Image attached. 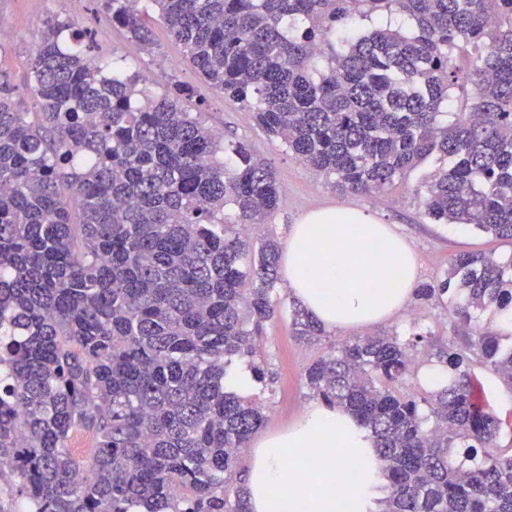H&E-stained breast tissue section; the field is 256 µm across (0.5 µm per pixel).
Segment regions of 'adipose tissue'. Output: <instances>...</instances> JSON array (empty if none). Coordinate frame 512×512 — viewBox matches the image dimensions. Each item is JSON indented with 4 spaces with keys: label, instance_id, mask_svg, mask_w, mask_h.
Returning <instances> with one entry per match:
<instances>
[{
    "label": "adipose tissue",
    "instance_id": "adipose-tissue-1",
    "mask_svg": "<svg viewBox=\"0 0 512 512\" xmlns=\"http://www.w3.org/2000/svg\"><path fill=\"white\" fill-rule=\"evenodd\" d=\"M281 273L333 332L392 317L419 279L416 254L392 225L346 207L311 211L292 226ZM380 484L368 432L334 405L310 404L289 426L251 443L250 512H376Z\"/></svg>",
    "mask_w": 512,
    "mask_h": 512
}]
</instances>
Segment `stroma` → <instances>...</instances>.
Wrapping results in <instances>:
<instances>
[{"label":"stroma","instance_id":"stroma-1","mask_svg":"<svg viewBox=\"0 0 512 512\" xmlns=\"http://www.w3.org/2000/svg\"><path fill=\"white\" fill-rule=\"evenodd\" d=\"M0 17L9 19L10 35L0 38V70L7 72L15 88V96L24 109H40L29 86V60L47 19L73 20L92 37L100 57H125L128 71L146 80L152 94H160L169 82L177 81L193 90L184 101L188 112L200 113L203 123L223 141L246 142L259 157L271 162L281 192L280 207L269 214L264 223L253 225L250 234L260 239L274 234L286 243L293 224L310 210L328 206L357 208L369 217L395 225L413 250L420 264V284L436 283L448 268L449 260L461 252H485L495 255L512 253V245L483 233L453 224H434L424 216L421 199L415 188L421 178L413 172L402 183L375 196L342 192L329 178L297 160L276 139L269 138L257 125L251 112L207 84L187 61L182 47L170 36L162 20L153 22V45L147 51H131L127 35L112 25L103 13L102 0H0ZM431 333V342L416 353L417 370L402 382L405 394L420 396L425 392L419 379L420 366L437 364L438 348L451 344L456 330L445 305L434 300L411 298L407 306L389 320L349 332H326L317 341L303 343L291 334L288 313L266 323L257 345L255 365L274 374L273 383L258 387L256 396L265 404L264 431H273L297 420L314 401L305 371L320 358L331 343H343L359 337L390 334L405 330L414 312Z\"/></svg>","mask_w":512,"mask_h":512}]
</instances>
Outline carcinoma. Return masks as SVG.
I'll use <instances>...</instances> for the list:
<instances>
[{"label":"carcinoma","mask_w":512,"mask_h":512,"mask_svg":"<svg viewBox=\"0 0 512 512\" xmlns=\"http://www.w3.org/2000/svg\"><path fill=\"white\" fill-rule=\"evenodd\" d=\"M144 2L205 81L334 185L375 195L433 159L425 216L512 243V0H103L140 49ZM377 12L413 29L336 37ZM481 44L460 72L456 49ZM462 79L472 102L449 113ZM141 82L70 20L47 21L32 55L41 111L0 73V512H249L233 478L265 406L224 373L280 311L279 244L243 233L279 208V185L182 109L190 87ZM417 294L461 331L437 353L448 386L399 390L428 336L416 319L404 341L333 348L307 385L368 430L379 512H512V426L476 373L512 391V333L479 323L512 317V253L458 254ZM288 314L298 339L324 334L297 303Z\"/></svg>","instance_id":"carcinoma-1"}]
</instances>
